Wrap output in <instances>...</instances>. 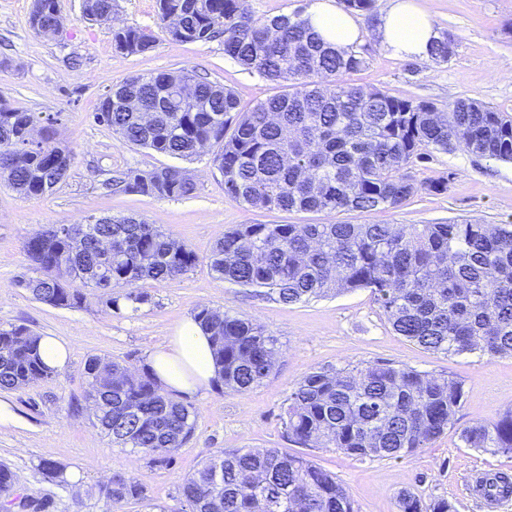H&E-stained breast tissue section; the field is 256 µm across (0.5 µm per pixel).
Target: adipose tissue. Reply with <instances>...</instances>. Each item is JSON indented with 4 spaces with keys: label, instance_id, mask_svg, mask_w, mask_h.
I'll use <instances>...</instances> for the list:
<instances>
[{
    "label": "adipose tissue",
    "instance_id": "ef3b65f1",
    "mask_svg": "<svg viewBox=\"0 0 512 512\" xmlns=\"http://www.w3.org/2000/svg\"><path fill=\"white\" fill-rule=\"evenodd\" d=\"M305 17L314 30L337 47H351L360 36L354 18L333 8L328 0H314ZM375 36L392 54L404 57L424 55L437 33L423 11L406 0H389ZM147 365L164 388L181 392L208 389L217 375L210 340L190 318L180 324L168 344L149 353Z\"/></svg>",
    "mask_w": 512,
    "mask_h": 512
}]
</instances>
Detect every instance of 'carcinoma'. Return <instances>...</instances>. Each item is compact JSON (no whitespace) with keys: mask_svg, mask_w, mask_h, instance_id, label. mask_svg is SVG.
<instances>
[{"mask_svg":"<svg viewBox=\"0 0 512 512\" xmlns=\"http://www.w3.org/2000/svg\"><path fill=\"white\" fill-rule=\"evenodd\" d=\"M107 21L114 0H86ZM373 30L377 0H342ZM161 31L175 42L223 38L224 55L273 82L276 91L244 110L235 91L192 68L139 74L112 89L95 119L125 142L176 158L214 148L212 162L224 192L252 208L281 212L359 211L397 207L422 188L406 170L431 152L461 150L512 162V116L471 98L447 112L427 101L402 99L345 77L369 64L370 49L340 50L311 31L304 11L255 18L240 0H157ZM57 0H33L30 27L50 38ZM180 28L170 29V17ZM156 38L138 26L112 31V50L144 55ZM456 38L444 30L426 61L446 63ZM194 99L180 96L186 82ZM40 129V142H17ZM73 153L54 142L52 124L35 112L7 106L0 112V178L24 197L53 192L45 178L63 180ZM125 190L157 198L193 194L187 170L166 166L130 170ZM112 246H107V243ZM31 275L18 285L55 308H79L84 289L102 291L113 312H136L151 301L149 281L173 280L199 257L157 225L130 217L91 224L74 246L61 225L49 224L24 243ZM215 276L261 290L283 304L354 290L373 295L392 330L446 356H512V224H245L224 232L207 256ZM193 320L209 336L218 380L245 392L273 370L280 352L262 325L226 310L197 308ZM40 336L23 324L0 327V390H17L55 374L38 351ZM92 423L112 445L143 454L166 469L194 435L198 411L165 391L146 371L90 356L84 365ZM461 381L408 365L312 369L288 396L282 424L302 448H333L361 461L408 457L439 438L461 408ZM466 448L512 455V410L463 429ZM44 479L65 483L66 468L43 460ZM114 507L146 499L145 489L122 473L100 487ZM190 512H358L335 474L304 453L239 448L208 457L179 485ZM15 495L11 468L0 463V500ZM25 512H51L46 496L19 498ZM399 512H455L447 499L426 502L406 490Z\"/></svg>","mask_w":512,"mask_h":512,"instance_id":"obj_1","label":"carcinoma"}]
</instances>
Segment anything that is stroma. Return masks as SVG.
Segmentation results:
<instances>
[{
    "mask_svg": "<svg viewBox=\"0 0 512 512\" xmlns=\"http://www.w3.org/2000/svg\"><path fill=\"white\" fill-rule=\"evenodd\" d=\"M436 30L455 35L454 55L441 64L418 63L409 71L404 58L362 36L370 46L367 69L352 82L375 85L399 98L434 103L447 111L469 97L512 113V0H415ZM33 0H0V99L53 118L56 139L74 155L68 176L52 194L27 198L0 181V325L23 324L68 346L65 366L46 381L1 391L0 402L17 416L0 425V461L11 467L18 494H41L53 512H111L98 488L120 472L142 485L147 502L124 503L122 512H189L178 494L182 479L206 456L236 448H276L295 453L284 436L282 415L295 382L313 368L363 367L376 362L408 365L459 379L465 397L454 423L417 454L392 461H359L331 448L309 456L334 473L349 490L358 512H398L405 490L426 501L447 499L457 512H485L466 489L469 472H512V457L461 447L460 431L473 422L492 421L512 409V356H446L396 335L366 290L329 294L285 305L216 279L206 262L226 230L239 224H512V163L486 160L463 151L436 153L407 174L418 192L400 206L375 213L279 212L251 208L224 192V179L210 152L185 162L193 195L160 199L104 189L112 175L175 165V158L126 143L93 119L102 97L132 74L183 67L232 87L243 106L273 92L271 82L244 70L224 55L221 42L178 43L159 38L154 51L124 56L112 50L115 24L157 30L156 0H115L112 20L84 18L81 0H58L62 31L37 35L29 25ZM442 179L434 194L423 183ZM133 216L157 224L193 249L199 261L174 280L146 286L151 302L138 312L115 313L96 295L80 309L54 308L35 299L17 282L28 275L24 241L45 224H76L91 216ZM233 310L276 336L280 354L273 371L246 392L211 387L188 396L199 417L193 437L177 450L171 468L146 464L140 453L112 445L94 427L85 403L84 365L89 356L140 368L149 352L165 345L176 326L197 306ZM67 467L63 484L44 480L39 461Z\"/></svg>",
    "mask_w": 512,
    "mask_h": 512,
    "instance_id": "obj_1",
    "label": "stroma"
}]
</instances>
